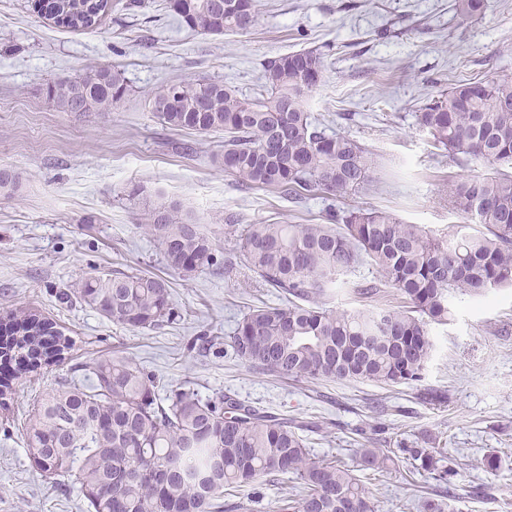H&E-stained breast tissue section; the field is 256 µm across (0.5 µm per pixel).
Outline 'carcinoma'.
<instances>
[{
	"mask_svg": "<svg viewBox=\"0 0 512 512\" xmlns=\"http://www.w3.org/2000/svg\"><path fill=\"white\" fill-rule=\"evenodd\" d=\"M195 33H244L257 22V0H168ZM58 27L99 24L110 0H31ZM262 82L245 96L219 81L167 84L148 101L161 124L198 133L224 132V171L248 188L291 196L319 195L321 224H250L239 258L285 302L262 303L238 322L235 355L275 376L371 381L385 387L422 379L433 343L428 327L448 321L452 294L483 296L512 288V76L460 81L427 101L420 128L453 161L492 170L448 187V203L468 223L451 239L433 238L384 210H344L336 198L370 181L375 159L355 138L329 133L305 110L323 82L325 54L303 50L267 60ZM127 91L121 74L93 70L47 85L66 112H107ZM18 173L0 169V193ZM485 231L470 233L471 225ZM168 268L191 275L221 268L214 238L175 202L146 213ZM359 264L372 266L405 310L334 312L325 288ZM77 298L112 324L158 329L175 319L167 282L146 272L90 273ZM5 353L21 351L17 375L65 360L71 341L34 314L9 316ZM90 385L63 378L40 399L26 429L35 468L54 483L79 489L88 512H224V492L263 477L291 475L296 493L279 512H344L359 503L374 512L368 487L338 460L311 454L298 427L229 394L203 398L183 384L160 396L153 375L128 361L86 366ZM432 478L458 475L442 448H402ZM390 453L366 448L360 472H380Z\"/></svg>",
	"mask_w": 512,
	"mask_h": 512,
	"instance_id": "carcinoma-1",
	"label": "carcinoma"
}]
</instances>
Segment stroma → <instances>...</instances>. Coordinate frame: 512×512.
Wrapping results in <instances>:
<instances>
[{
    "label": "stroma",
    "instance_id": "1",
    "mask_svg": "<svg viewBox=\"0 0 512 512\" xmlns=\"http://www.w3.org/2000/svg\"><path fill=\"white\" fill-rule=\"evenodd\" d=\"M257 24L243 34L189 31L167 0H112L92 29L58 27L30 0H0V167L19 173L16 193L0 194V318L33 312L53 320L73 347L60 363L11 379L0 404V512H87L78 490H63L32 467L25 427L35 400L81 365L133 361L161 391L192 382L204 396L233 394L247 404L318 424L308 436L320 458L354 465L356 450L445 449L461 465L454 495L428 473L390 466L369 481L375 512H512V289L484 297L453 295L447 323L433 324L434 347L417 384L393 389L370 381H296L251 367L221 348H193L197 336L232 335L254 305L278 302L243 266L189 276L169 269L146 234L145 212L175 201L210 232L222 256L239 252L224 226L317 224L322 202L296 203L279 190L247 188L225 172L220 133L159 123L149 94L181 80L206 79L244 94L260 83L263 62L302 49L328 56L325 78L306 110L329 131L360 140L376 167L364 186L342 195L344 208L392 212L428 235L451 237L462 215L445 191L483 165L436 156L416 123L417 109L468 79L512 75V0H483L469 16L458 0H259ZM92 68L121 72L127 95L107 112H66L49 99L52 81ZM142 192L129 199L132 186ZM152 272L167 280L178 318L159 329L117 326L79 300H62L91 272ZM337 312L399 310L400 296L374 268L336 277L325 297ZM499 467L489 470L487 456ZM287 482L258 479L226 495L242 512H278Z\"/></svg>",
    "mask_w": 512,
    "mask_h": 512
}]
</instances>
